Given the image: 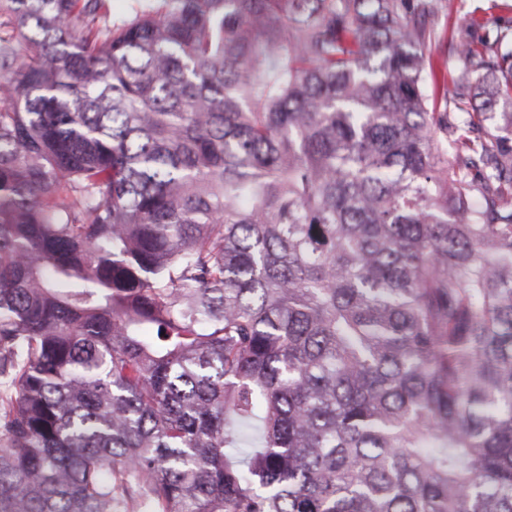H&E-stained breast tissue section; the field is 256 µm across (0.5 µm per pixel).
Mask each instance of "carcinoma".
I'll return each mask as SVG.
<instances>
[{"instance_id": "1", "label": "carcinoma", "mask_w": 512, "mask_h": 512, "mask_svg": "<svg viewBox=\"0 0 512 512\" xmlns=\"http://www.w3.org/2000/svg\"><path fill=\"white\" fill-rule=\"evenodd\" d=\"M133 2L0 0V512H512V22Z\"/></svg>"}]
</instances>
